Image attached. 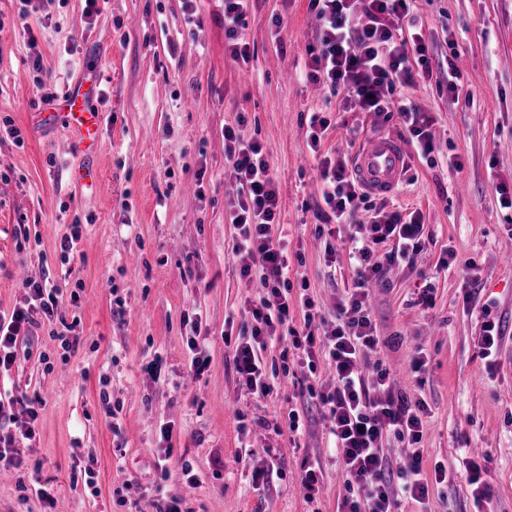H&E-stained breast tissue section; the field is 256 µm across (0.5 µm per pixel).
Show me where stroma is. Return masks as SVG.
I'll return each mask as SVG.
<instances>
[{"label": "stroma", "mask_w": 512, "mask_h": 512, "mask_svg": "<svg viewBox=\"0 0 512 512\" xmlns=\"http://www.w3.org/2000/svg\"><path fill=\"white\" fill-rule=\"evenodd\" d=\"M411 13L428 38L430 73L393 97L433 115L434 152L411 146L386 202L421 214L425 249L369 290L380 350L363 370L388 369L395 394L429 405L422 471L442 465L456 479L432 488L428 512H475L470 462L495 512H512V208L498 193L512 192V0H412ZM317 28L310 0H253L244 63L224 52V0H199L191 16L182 0H97L92 12L85 0H0V313L22 305L26 278H49L63 295L58 321L36 327L0 375V416L19 399L41 402L35 438L11 449L21 467L0 474V512H156L170 499L182 512H341L342 465L325 410L307 392L331 385L327 369L317 365L302 384L278 377L260 399L241 388L224 346L259 294L228 247L235 175L225 126L245 114V137L266 153L288 278L306 277L316 310L309 325L295 310L293 325L318 334L338 323L355 272L353 225H336L332 263L318 233L317 157L351 165L365 137L407 136L398 118L359 111L343 91L306 80ZM452 63L456 97L446 86ZM91 69L105 122L90 156L71 150L65 125L41 130L40 114L85 87ZM313 112L330 122L315 153ZM74 223L82 238L67 257L58 242ZM487 303L502 330L491 369L478 348ZM64 319L76 320L79 339L66 360L53 336ZM194 322L210 355L200 376L188 367ZM420 351L427 365L416 373ZM157 354L165 365L155 377L146 365ZM167 421L168 441L159 430ZM273 460L284 479L254 491L253 474ZM307 460L321 467L314 505L299 478ZM128 480L136 486L121 494Z\"/></svg>", "instance_id": "35a3bbf8"}]
</instances>
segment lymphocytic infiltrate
<instances>
[{
	"label": "lymphocytic infiltrate",
	"instance_id": "f902f5d3",
	"mask_svg": "<svg viewBox=\"0 0 512 512\" xmlns=\"http://www.w3.org/2000/svg\"><path fill=\"white\" fill-rule=\"evenodd\" d=\"M251 0H224V49L232 59H248L250 49L239 28ZM364 21H357L352 0H310L320 21L319 51L312 56L307 74L310 82L346 96L365 112L396 110L410 136L423 154H431V117L413 104L392 106L389 99L400 83L414 80L411 55L427 63V45L421 31H414L409 42L398 39L389 16L408 15L409 0H362ZM247 123L238 115L235 125L224 129V151L231 162L236 197L230 205L229 220L235 229L231 251L244 278H257L261 288L258 300L246 311L251 323L244 327L245 339L237 344L234 370L240 385L250 394L264 397L273 384L263 354L272 343L284 350H296L307 357L322 354L335 380L331 389L317 392L328 411L330 431L344 468L348 494L343 512H396L398 503L390 490L398 484L401 492L418 503L429 497L431 483L447 482L445 469L434 479L424 477L418 444L422 438L425 402L393 393L389 372L378 369L366 378L361 364L379 347L364 298L370 284L383 282L390 267L413 261L423 249L424 224L420 214L403 215L376 209L369 223L352 235V259L356 286L341 311L345 320L324 339L313 332H298L291 324L295 309L312 312L314 303L307 294H293L286 276V264L279 243L273 238L279 197L269 175V165L259 143L245 140L240 133ZM323 201L336 220H343L354 209L356 184L345 163L331 157L320 162ZM25 300L10 316H0V372L11 370L17 359L19 337L29 335L39 321L54 320L60 291L46 282L23 283ZM407 441L404 462L392 466L383 441L388 434Z\"/></svg>",
	"mask_w": 512,
	"mask_h": 512
}]
</instances>
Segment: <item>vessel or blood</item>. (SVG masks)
<instances>
[{
	"mask_svg": "<svg viewBox=\"0 0 512 512\" xmlns=\"http://www.w3.org/2000/svg\"><path fill=\"white\" fill-rule=\"evenodd\" d=\"M60 118L66 120L71 131L72 149L79 151L94 144L99 115L93 112L87 94L75 90L64 94L60 102L50 104L44 117L45 126H53ZM409 162V149L403 140L392 135H376L359 145L354 172L366 192L385 196L394 193Z\"/></svg>",
	"mask_w": 512,
	"mask_h": 512,
	"instance_id": "vessel-or-blood-1",
	"label": "vessel or blood"
}]
</instances>
